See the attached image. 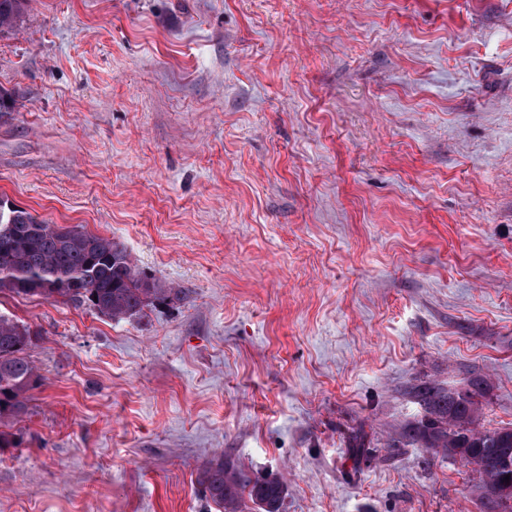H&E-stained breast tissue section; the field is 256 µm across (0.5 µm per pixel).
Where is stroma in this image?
<instances>
[{
	"mask_svg": "<svg viewBox=\"0 0 512 512\" xmlns=\"http://www.w3.org/2000/svg\"><path fill=\"white\" fill-rule=\"evenodd\" d=\"M0 87V199L182 292L0 296L42 376L0 512H219L225 455L283 512H482L402 433L474 373L512 427V0H34ZM205 494L223 512H240L245 497L257 512H281L286 494L279 478H251L229 456L210 461L198 475Z\"/></svg>",
	"mask_w": 512,
	"mask_h": 512,
	"instance_id": "35a3bbf8",
	"label": "stroma"
}]
</instances>
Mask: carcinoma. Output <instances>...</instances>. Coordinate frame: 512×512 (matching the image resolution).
Returning <instances> with one entry per match:
<instances>
[{"label":"carcinoma","mask_w":512,"mask_h":512,"mask_svg":"<svg viewBox=\"0 0 512 512\" xmlns=\"http://www.w3.org/2000/svg\"><path fill=\"white\" fill-rule=\"evenodd\" d=\"M31 0H0V32L10 28ZM39 296L85 306L112 319L133 318L156 300L180 291L141 276L126 249L84 226L49 224L16 206L0 207V294ZM37 332L0 314V420L26 412L40 377L27 355ZM483 380L443 391L417 387L426 411L405 437L435 454L460 459L480 477L485 512H512V496L489 491L512 488V427L480 426ZM509 482H503L504 478ZM205 494L222 512H240L249 499L256 512H282L286 494L278 478H251L229 456L206 464L198 475Z\"/></svg>","instance_id":"obj_1"}]
</instances>
